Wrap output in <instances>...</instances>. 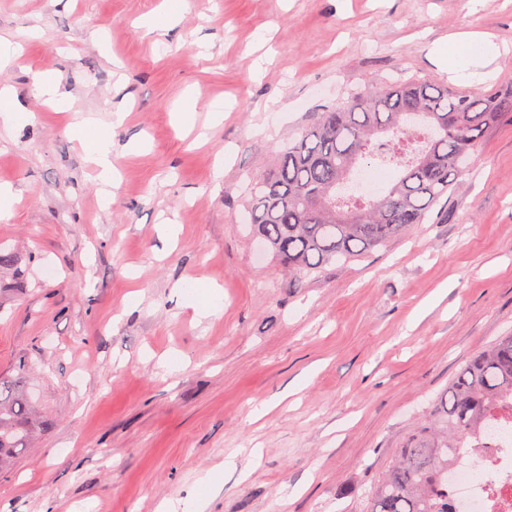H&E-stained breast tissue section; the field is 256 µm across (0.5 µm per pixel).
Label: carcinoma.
<instances>
[{"instance_id": "carcinoma-1", "label": "carcinoma", "mask_w": 512, "mask_h": 512, "mask_svg": "<svg viewBox=\"0 0 512 512\" xmlns=\"http://www.w3.org/2000/svg\"><path fill=\"white\" fill-rule=\"evenodd\" d=\"M512 116V89L456 92L409 79L352 91L314 114L288 140L269 172L246 189L252 237L295 275L349 261L385 246L448 195L486 133ZM367 159L401 175L374 199L346 195L353 169ZM512 417V335L467 361L433 418L410 435L373 484L366 512H458L448 466L483 448L491 424ZM33 427L23 395L0 381V463Z\"/></svg>"}]
</instances>
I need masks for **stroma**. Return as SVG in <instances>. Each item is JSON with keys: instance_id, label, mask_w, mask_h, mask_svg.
I'll return each instance as SVG.
<instances>
[{"instance_id": "35a3bbf8", "label": "stroma", "mask_w": 512, "mask_h": 512, "mask_svg": "<svg viewBox=\"0 0 512 512\" xmlns=\"http://www.w3.org/2000/svg\"><path fill=\"white\" fill-rule=\"evenodd\" d=\"M178 2L157 45L136 22L161 0H0V35L26 41L0 85L34 115L0 130V185L15 192L0 218L14 258L0 268V380L39 423L0 466V512H158L207 471L220 474L207 512H365L412 426L512 334V123L426 223L307 277L250 236L247 177L351 90L467 89L441 63L453 37L498 47L484 91L511 85L512 0ZM37 72L98 128L123 113L112 198L72 112L32 96ZM215 292L221 315L198 318ZM164 357L180 371L163 374Z\"/></svg>"}]
</instances>
